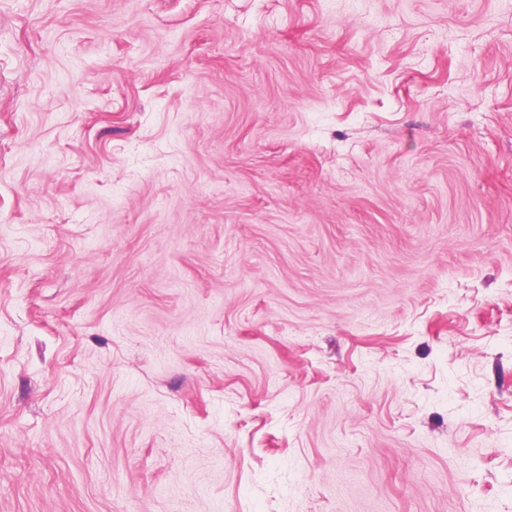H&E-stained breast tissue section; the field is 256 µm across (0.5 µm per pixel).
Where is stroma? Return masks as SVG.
<instances>
[{
  "label": "stroma",
  "instance_id": "35a3bbf8",
  "mask_svg": "<svg viewBox=\"0 0 512 512\" xmlns=\"http://www.w3.org/2000/svg\"><path fill=\"white\" fill-rule=\"evenodd\" d=\"M0 512H512V0H0Z\"/></svg>",
  "mask_w": 512,
  "mask_h": 512
}]
</instances>
